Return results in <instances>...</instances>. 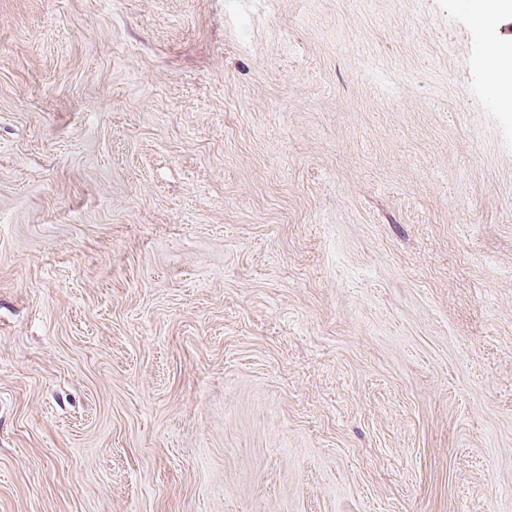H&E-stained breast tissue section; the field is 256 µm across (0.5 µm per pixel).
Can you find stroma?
Instances as JSON below:
<instances>
[{"instance_id": "35a3bbf8", "label": "stroma", "mask_w": 512, "mask_h": 512, "mask_svg": "<svg viewBox=\"0 0 512 512\" xmlns=\"http://www.w3.org/2000/svg\"><path fill=\"white\" fill-rule=\"evenodd\" d=\"M0 0V512H512V12Z\"/></svg>"}]
</instances>
